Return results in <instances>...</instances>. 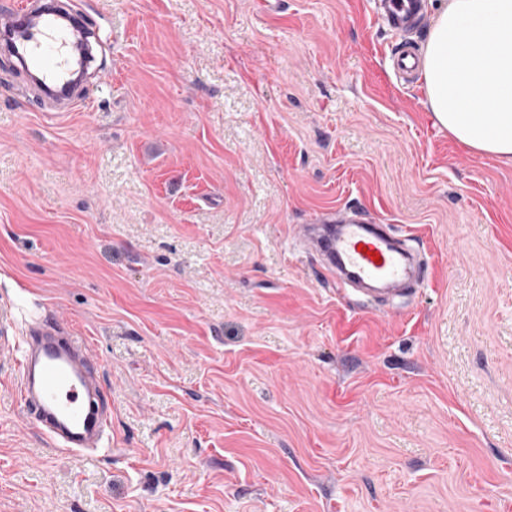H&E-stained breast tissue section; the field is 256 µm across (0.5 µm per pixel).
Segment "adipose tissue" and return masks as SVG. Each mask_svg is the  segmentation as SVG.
Wrapping results in <instances>:
<instances>
[{
	"label": "adipose tissue",
	"instance_id": "1",
	"mask_svg": "<svg viewBox=\"0 0 512 512\" xmlns=\"http://www.w3.org/2000/svg\"><path fill=\"white\" fill-rule=\"evenodd\" d=\"M421 76L442 128L512 161V0H448L424 43Z\"/></svg>",
	"mask_w": 512,
	"mask_h": 512
}]
</instances>
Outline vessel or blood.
I'll return each mask as SVG.
<instances>
[{
    "label": "vessel or blood",
    "mask_w": 512,
    "mask_h": 512,
    "mask_svg": "<svg viewBox=\"0 0 512 512\" xmlns=\"http://www.w3.org/2000/svg\"><path fill=\"white\" fill-rule=\"evenodd\" d=\"M425 0H380L379 18L388 29L403 34L391 54L396 76L416 77L421 54L409 34L422 19ZM26 0L0 9V30H13L28 16ZM91 31L82 24L60 27L53 13L39 14L25 36L22 60L46 87L59 88L68 80L69 55ZM308 247L322 255L338 277L358 285L373 282L397 289L409 275L424 279L413 255L382 225L346 212L316 218L307 226ZM15 352L19 377L18 400L54 447L69 454L91 455L104 447L112 416L102 406L103 394L91 368L92 346L55 313L26 322L12 347L0 343V357Z\"/></svg>",
    "instance_id": "vessel-or-blood-1"
}]
</instances>
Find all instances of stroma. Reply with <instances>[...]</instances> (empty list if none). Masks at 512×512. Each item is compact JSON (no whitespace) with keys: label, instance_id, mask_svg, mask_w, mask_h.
<instances>
[{"label":"stroma","instance_id":"obj_1","mask_svg":"<svg viewBox=\"0 0 512 512\" xmlns=\"http://www.w3.org/2000/svg\"><path fill=\"white\" fill-rule=\"evenodd\" d=\"M74 2L87 111L0 51V308L91 341L112 444L53 448L0 358V512H512V162L373 0ZM342 207L426 280L337 289L301 226ZM392 67L396 76L403 81H411L416 77L421 66V54L417 43L406 38L391 54Z\"/></svg>","mask_w":512,"mask_h":512}]
</instances>
